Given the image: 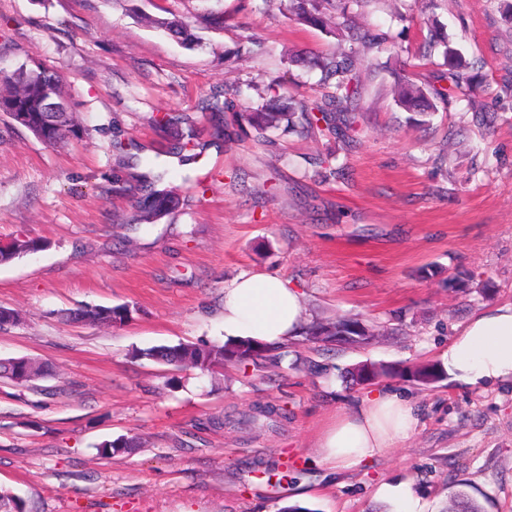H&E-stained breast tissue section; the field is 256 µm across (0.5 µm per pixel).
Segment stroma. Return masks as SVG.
Masks as SVG:
<instances>
[{"label":"stroma","mask_w":512,"mask_h":512,"mask_svg":"<svg viewBox=\"0 0 512 512\" xmlns=\"http://www.w3.org/2000/svg\"><path fill=\"white\" fill-rule=\"evenodd\" d=\"M193 18L201 0H0V73L33 54L58 70L85 128L58 147L0 116V244L40 250L0 264V357L52 370L37 389L0 379V487L28 512H395L385 486L407 484L420 512L467 491L484 512H512V382L401 374L353 382L363 363L445 362L476 313L512 303V0H380L352 13L383 37L359 58L358 118L347 140L271 130L247 111L279 78L284 95L326 92L310 54L350 42L288 18L285 0H210L224 30L189 48L147 27L157 6ZM441 29L476 83L414 123L396 75L447 87L441 55L420 58ZM233 111L218 112L224 101ZM192 130L176 155L160 117ZM161 178L180 207L132 218L138 183ZM469 279L449 281L458 271ZM269 272L298 288L309 320L349 315L376 337L281 363L180 371L135 349L224 339V289ZM130 305V320H68L86 305ZM411 400L401 447L356 470L314 463L336 417L374 388ZM284 409L265 418L258 408ZM138 436L132 454L99 443Z\"/></svg>","instance_id":"1"}]
</instances>
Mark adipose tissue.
Listing matches in <instances>:
<instances>
[{
  "label": "adipose tissue",
  "mask_w": 512,
  "mask_h": 512,
  "mask_svg": "<svg viewBox=\"0 0 512 512\" xmlns=\"http://www.w3.org/2000/svg\"><path fill=\"white\" fill-rule=\"evenodd\" d=\"M306 322L299 290L276 275L245 274L224 290L225 337L280 347L298 336ZM444 368L472 386L512 381V304L473 317L449 343ZM415 426L407 399L390 391L375 392L324 431L317 460L340 471L369 464L405 440Z\"/></svg>",
  "instance_id": "adipose-tissue-1"
}]
</instances>
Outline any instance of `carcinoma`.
<instances>
[{
    "mask_svg": "<svg viewBox=\"0 0 512 512\" xmlns=\"http://www.w3.org/2000/svg\"><path fill=\"white\" fill-rule=\"evenodd\" d=\"M336 0H288V12L300 23L312 28H325L331 22V10ZM145 22L162 30L168 36L183 44L192 45L199 41L193 32V25L174 15L158 17L147 15ZM198 26L224 29V17L217 13L205 12L195 16ZM337 35H346L360 45L362 51L369 52L378 47L381 40L367 31H360L355 25L344 19L335 26ZM429 47L443 48L442 54L451 69V86L448 91L430 90L409 79L395 84L398 105L408 112L427 115L436 109L434 100L451 97L465 86L471 85V78L466 72V65L461 56L448 46L445 37L436 33L430 35ZM357 58L353 54L331 52L303 59V62L318 67L324 80L331 83L333 91L321 101L309 104L296 102L282 96L276 91L275 82L267 86V97L262 103L248 112L235 114L236 119L247 122L257 132L264 133L271 129H283L288 132L302 126L308 134L323 137L344 138L355 122V102L358 95L353 83L352 72ZM23 79L0 85V103L11 112L25 113V120L18 125L27 130L39 142L54 146L71 138H78L83 132L73 118L67 113L63 128L52 134L41 125L40 101L46 94L66 95L63 79L54 69L49 68L31 55L26 56ZM180 205L179 196L171 189L158 188L155 184L144 185V194L138 201V218L142 223L153 224ZM39 243L30 239H17L6 248H0V264L8 263L24 254L38 250ZM131 309L127 305L105 307L85 306L73 312V318L93 325H111L129 318ZM302 335L312 344L332 343L339 336H353L361 344L369 343L374 334L357 318L338 317L328 322L313 323L304 327ZM270 349L254 339H229L223 343L210 345L162 346L146 353L134 350L132 356L146 354L164 364L178 369L198 370L211 373L226 363L247 367L258 365L268 358ZM407 371L416 381L430 385L446 378L447 373L439 363L416 364L407 367ZM396 373V368L381 363L361 364L354 368L352 377L364 385L384 376ZM48 374L47 366L35 357L28 355L0 358V378L10 381L19 388L31 389L34 382ZM140 447V442L131 437H118L106 440L98 446L99 455L110 458L114 455L130 453ZM0 512H27L26 503L9 489H0ZM448 512H483L477 501L463 491H457L450 498Z\"/></svg>",
    "mask_w": 512,
    "mask_h": 512,
    "instance_id": "cac0c4a2",
    "label": "carcinoma"
}]
</instances>
